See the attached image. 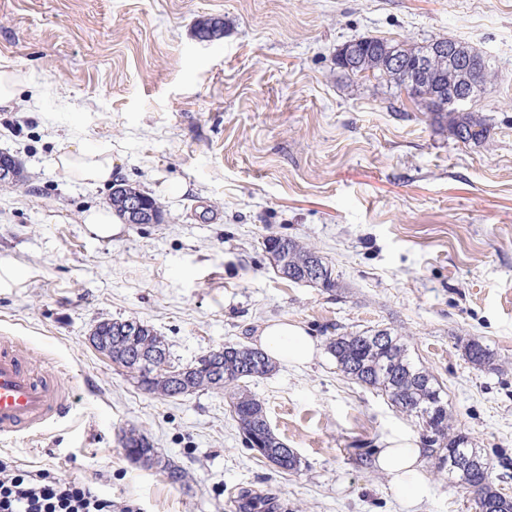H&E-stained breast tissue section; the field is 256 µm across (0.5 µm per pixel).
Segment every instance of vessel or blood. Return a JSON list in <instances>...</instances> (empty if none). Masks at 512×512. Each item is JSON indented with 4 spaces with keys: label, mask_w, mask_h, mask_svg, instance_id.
Returning a JSON list of instances; mask_svg holds the SVG:
<instances>
[{
    "label": "vessel or blood",
    "mask_w": 512,
    "mask_h": 512,
    "mask_svg": "<svg viewBox=\"0 0 512 512\" xmlns=\"http://www.w3.org/2000/svg\"><path fill=\"white\" fill-rule=\"evenodd\" d=\"M70 409V392L51 373L35 374L28 356L0 339V438L58 421Z\"/></svg>",
    "instance_id": "vessel-or-blood-1"
}]
</instances>
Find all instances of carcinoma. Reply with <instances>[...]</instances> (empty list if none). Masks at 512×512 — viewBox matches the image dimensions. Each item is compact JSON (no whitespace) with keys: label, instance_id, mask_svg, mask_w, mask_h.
<instances>
[{"label":"carcinoma","instance_id":"1","mask_svg":"<svg viewBox=\"0 0 512 512\" xmlns=\"http://www.w3.org/2000/svg\"><path fill=\"white\" fill-rule=\"evenodd\" d=\"M194 33L199 38L221 39L224 35V21L210 17L207 21H196ZM399 45L405 51L404 58L414 64L419 60L426 63L429 73L440 77L448 86L455 83L456 73L448 64V57L435 52L433 44L423 45L401 42L396 44L379 38L367 40L365 52L367 63L352 73L370 72L373 77L387 80L396 88H401V78L385 69L378 61L377 52ZM483 60V74L480 88L474 93L479 98L495 87L499 68L496 61L485 54L475 52ZM452 99L440 100L439 111L433 113L434 119L444 128L448 135L458 138V129L477 128L469 134L468 140L482 143L488 139L489 128L486 121L473 112H451ZM131 195L143 197L148 202L147 211L160 212L156 199L136 187L119 183L113 186L111 202L118 215L127 223H133L126 198ZM264 251L269 254L278 271L284 278L294 283H309L331 290L340 287L334 276L332 266L323 261L319 252L296 240L268 236L263 241ZM318 260L329 272L325 280L310 276L313 261ZM139 327L136 339L123 335L126 326ZM99 331L112 337V354L123 363L125 370L138 382V387L148 394L160 398H175L183 395L178 384L164 377L151 376L149 365L155 355L171 358L165 339L149 325L136 320L123 321L102 320L97 323ZM329 353L336 359L337 366L345 375L359 384L384 393L391 404L400 412L414 416L426 413L434 421V428L425 435L428 446L435 448L438 469L448 471L457 479L460 486L473 495L475 512H512V497L502 493L493 483V465L481 452L469 444L462 434L450 435L451 412L448 402L443 398V389L438 379L422 364L414 362L408 353L402 338L388 330H367L338 336L329 341ZM467 360L479 369H494V353L482 343L472 340L465 347ZM216 359L218 367L224 369L220 374L216 370L194 371L197 362L186 366L178 365L176 369L187 376L186 387L190 392L212 389L224 392L229 412L238 428L247 448L254 449L249 441H259L262 447L257 452L266 459L279 473H293L300 470L301 458L294 452L286 451L287 444L272 431L268 422L264 404L246 388L244 382L250 378L267 375L274 366L265 354L244 344H232L208 351ZM126 457L136 455L134 461L147 466L162 467V472L173 484L183 481L182 470L159 455L157 449L143 436H130L128 444L123 446Z\"/></svg>","mask_w":512,"mask_h":512}]
</instances>
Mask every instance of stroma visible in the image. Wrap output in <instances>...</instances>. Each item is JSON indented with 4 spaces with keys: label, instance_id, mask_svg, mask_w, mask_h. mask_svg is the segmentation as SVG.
<instances>
[{
    "label": "stroma",
    "instance_id": "35a3bbf8",
    "mask_svg": "<svg viewBox=\"0 0 512 512\" xmlns=\"http://www.w3.org/2000/svg\"><path fill=\"white\" fill-rule=\"evenodd\" d=\"M202 16L223 18L222 39L195 38ZM361 37L451 38L495 58L498 83L472 105L488 142H457L394 86L337 68ZM0 58L40 87L0 109V151L28 176L0 186V337L72 390L64 418L0 439V456L141 512H234L244 490L287 512H473L434 456L414 502L374 465L386 437L422 427L326 346L386 328L512 496V0H0ZM64 144L111 146L114 177L153 196L161 221L92 235L81 216L112 188L58 168ZM268 236L317 248L340 288L282 278ZM127 318L180 364L254 345L271 320L308 330L318 358L249 382L299 472L245 447L222 394L152 397L92 348L98 321ZM470 339L495 370L467 361ZM131 428L185 485L126 458Z\"/></svg>",
    "mask_w": 512,
    "mask_h": 512
}]
</instances>
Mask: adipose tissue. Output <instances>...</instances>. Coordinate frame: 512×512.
I'll return each instance as SVG.
<instances>
[{"mask_svg":"<svg viewBox=\"0 0 512 512\" xmlns=\"http://www.w3.org/2000/svg\"><path fill=\"white\" fill-rule=\"evenodd\" d=\"M59 165L77 179L97 184L112 180V151L105 146L65 148ZM260 348L285 365L303 366L318 354L315 339L292 321L275 320L257 332ZM376 466L388 477L393 488L409 499H418L424 486L422 450L409 434L389 436L375 459Z\"/></svg>","mask_w":512,"mask_h":512,"instance_id":"ef3b65f1","label":"adipose tissue"}]
</instances>
